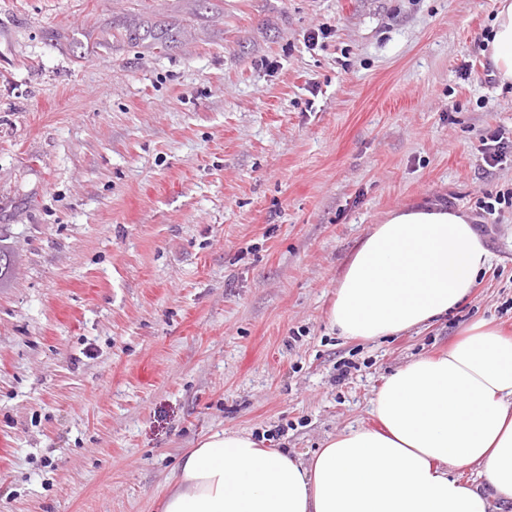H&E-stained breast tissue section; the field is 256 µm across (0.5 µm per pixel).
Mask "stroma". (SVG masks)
<instances>
[{
	"label": "stroma",
	"instance_id": "35a3bbf8",
	"mask_svg": "<svg viewBox=\"0 0 512 512\" xmlns=\"http://www.w3.org/2000/svg\"><path fill=\"white\" fill-rule=\"evenodd\" d=\"M498 7L0 0V512H161L199 439L306 461L475 319L512 335L510 207L461 307L372 341L329 324L391 212L472 218L512 187L477 151L512 133Z\"/></svg>",
	"mask_w": 512,
	"mask_h": 512
}]
</instances>
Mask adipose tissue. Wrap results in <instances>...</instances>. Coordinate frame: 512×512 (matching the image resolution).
I'll use <instances>...</instances> for the list:
<instances>
[{
  "mask_svg": "<svg viewBox=\"0 0 512 512\" xmlns=\"http://www.w3.org/2000/svg\"><path fill=\"white\" fill-rule=\"evenodd\" d=\"M490 48L501 82L512 81V0H500ZM488 259L464 215L393 213L348 260L330 322L367 340L422 326L467 298ZM373 412L377 427L330 438L307 463L243 432L201 439L163 512H490L512 503V337L490 322L394 371ZM466 467L483 485L458 477Z\"/></svg>",
  "mask_w": 512,
  "mask_h": 512,
  "instance_id": "1",
  "label": "adipose tissue"
}]
</instances>
